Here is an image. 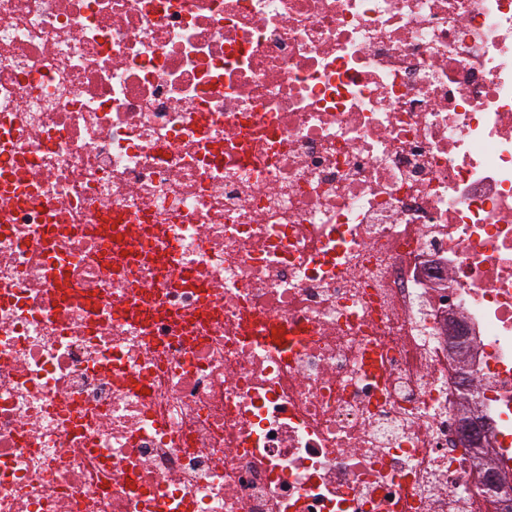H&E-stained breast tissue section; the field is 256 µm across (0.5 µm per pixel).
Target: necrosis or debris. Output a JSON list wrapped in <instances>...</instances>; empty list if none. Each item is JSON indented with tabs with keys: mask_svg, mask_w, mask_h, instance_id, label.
Here are the masks:
<instances>
[{
	"mask_svg": "<svg viewBox=\"0 0 512 512\" xmlns=\"http://www.w3.org/2000/svg\"><path fill=\"white\" fill-rule=\"evenodd\" d=\"M510 446L512 0H0V512H512Z\"/></svg>",
	"mask_w": 512,
	"mask_h": 512,
	"instance_id": "4bbe7bcc",
	"label": "necrosis or debris"
}]
</instances>
